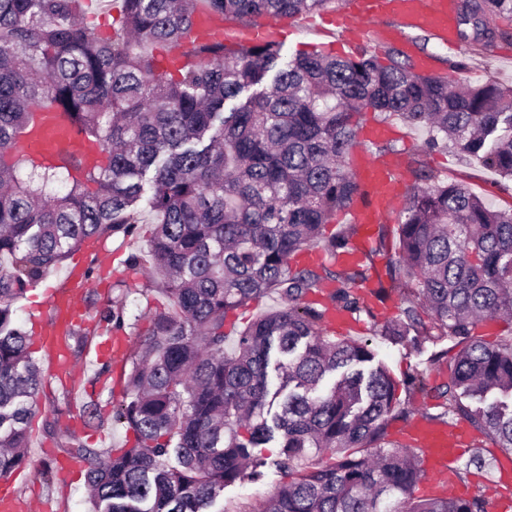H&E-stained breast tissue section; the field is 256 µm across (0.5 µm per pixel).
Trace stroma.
<instances>
[{
	"instance_id": "stroma-1",
	"label": "stroma",
	"mask_w": 512,
	"mask_h": 512,
	"mask_svg": "<svg viewBox=\"0 0 512 512\" xmlns=\"http://www.w3.org/2000/svg\"><path fill=\"white\" fill-rule=\"evenodd\" d=\"M291 33L281 42L282 61H290L298 52L308 51L323 45H335V38L320 32L311 14L303 13L290 18ZM507 35L499 40L490 51L476 53L469 43H459L451 48L441 44L429 33L412 31L408 36L397 37L391 42L379 41L372 30H365L361 45L385 54L388 48H395L411 59L413 63L430 61L434 74L454 77L464 75L474 84L493 79L505 87H512V22L503 21ZM391 133L388 140L395 155L402 161L417 156L424 161L427 169L452 182L467 184L493 209H512V181L500 178L485 168L479 161L461 156L453 147L427 149L428 134L424 128H411L400 118L393 117L387 122ZM153 224L144 221L138 225L133 236L115 234L105 238L104 243L112 252V266L105 278L106 288H91L84 295V303L91 311H99L110 302H117L124 310V327L121 331L126 339L124 353L117 357L93 361L95 346L101 342L100 332L94 331L81 339L68 342L69 359L77 373L66 378L51 371L40 351H32L31 357L42 372V388L36 397L35 415L31 420L27 461L23 468L26 480L17 482L15 488L19 498L37 499L44 512H88V488L84 468L62 470L61 461L67 454L64 443L68 436H75L84 445L107 451L133 442L130 430L112 422V411L122 396L124 378L130 367V356L137 350L148 323L144 315L148 310L166 306L165 295L150 289L145 270L129 267V258L146 251ZM84 261L86 267L99 269L101 257L98 253L80 249L73 252L59 269L53 270L28 288L25 296L15 304L16 316L24 329H31L33 316L48 315L49 310L44 291L47 287L63 282L77 261ZM401 301L397 293L388 296L374 306L373 314L354 315L349 327L333 330V337L368 338L372 341L377 362L387 366L397 382H404L410 376L424 374L430 384L438 385L446 380L445 371L439 370L435 357L452 352L454 341L446 338L438 343L413 344L410 340L391 342L375 336L377 325L398 319ZM94 402L98 416L107 419L104 439L94 436L93 419L85 413L87 402ZM280 440H273L262 448V454L269 460L261 477L247 479L224 490V512H257L260 502L272 494L285 481L286 476L274 464L280 452ZM487 481L493 483V490L485 491L488 512H499L497 492L512 491V462L501 459L498 464L471 469L463 478V485Z\"/></svg>"
}]
</instances>
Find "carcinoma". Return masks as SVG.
<instances>
[{
  "mask_svg": "<svg viewBox=\"0 0 512 512\" xmlns=\"http://www.w3.org/2000/svg\"><path fill=\"white\" fill-rule=\"evenodd\" d=\"M92 2L0 0V262L9 265L0 269V478L26 462L42 380L14 303L71 252L135 233L145 197L155 227L131 265L148 269L169 305L148 313L114 407L134 441L104 460L67 441L88 465L90 512H213L224 488L259 475L267 461L255 449L278 434L274 465L289 480L262 512H486L481 497L415 496L418 452L388 438L389 423L413 410L384 366L363 369L371 343L327 336L325 309L308 300L331 282L340 308L371 313L351 290L368 281L367 265L291 259L316 248L334 256L358 233L356 224L337 237L324 230L359 192L350 156L362 113L425 126L427 147L449 144L512 179V88L423 74L396 50L384 63L365 50L314 49L281 67L278 42L192 37L203 13L252 24L332 0H118L107 34L89 19ZM511 18L512 0H460L456 37L488 51L503 37L497 21ZM48 108L66 113L102 160L52 164L19 151ZM411 173L390 288L371 291L398 292L400 317L378 335L453 338L448 379L433 388L439 411L426 419L464 418L512 456V404L466 402L512 396V334L491 345L479 332L512 318V210L420 163ZM271 291L283 305L227 352V316ZM99 321L122 329L123 307Z\"/></svg>",
  "mask_w": 512,
  "mask_h": 512,
  "instance_id": "obj_1",
  "label": "carcinoma"
}]
</instances>
